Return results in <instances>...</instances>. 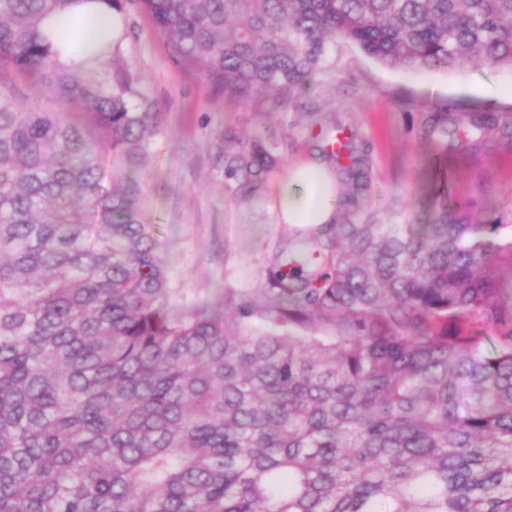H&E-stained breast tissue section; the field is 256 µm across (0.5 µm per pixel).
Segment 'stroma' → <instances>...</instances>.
Wrapping results in <instances>:
<instances>
[{
    "label": "stroma",
    "mask_w": 512,
    "mask_h": 512,
    "mask_svg": "<svg viewBox=\"0 0 512 512\" xmlns=\"http://www.w3.org/2000/svg\"><path fill=\"white\" fill-rule=\"evenodd\" d=\"M121 18L114 46L130 62L143 99L162 114L154 158L137 177L171 303L183 313L232 312L250 301L244 326L270 329L258 303L278 254L296 235L274 211L278 179L293 164L331 162L340 211L355 222L419 224L437 199L432 163L440 153L423 133L432 106L512 113V97L499 94L512 87V70L388 67L344 41L328 43L324 69L291 100L232 101L173 65L148 15L128 10ZM339 133L351 138L353 156L332 152ZM255 141L270 145L277 163L254 191L228 159ZM445 157L455 201L481 223L512 225V146L492 135L477 150L449 146Z\"/></svg>",
    "instance_id": "1"
}]
</instances>
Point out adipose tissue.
Masks as SVG:
<instances>
[{"label": "adipose tissue", "mask_w": 512, "mask_h": 512, "mask_svg": "<svg viewBox=\"0 0 512 512\" xmlns=\"http://www.w3.org/2000/svg\"><path fill=\"white\" fill-rule=\"evenodd\" d=\"M121 17L102 6L80 12L64 9L53 13L47 21L49 30L65 34L81 30L83 41L71 42L65 60L79 64L84 57L83 43L87 40L114 38L120 29ZM275 210L282 224L316 226L330 224L336 218L339 187L335 173L322 163L295 165L278 183Z\"/></svg>", "instance_id": "ef3b65f1"}]
</instances>
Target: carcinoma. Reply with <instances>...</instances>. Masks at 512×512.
<instances>
[{"label": "carcinoma", "mask_w": 512, "mask_h": 512, "mask_svg": "<svg viewBox=\"0 0 512 512\" xmlns=\"http://www.w3.org/2000/svg\"><path fill=\"white\" fill-rule=\"evenodd\" d=\"M92 2L0 0V512H512L506 225L452 202L445 169L426 224L297 237L265 294L277 329L174 314L133 176L160 113L110 41L68 66L45 24ZM101 2L231 99L292 96L336 39L512 69V0ZM492 133L512 144V115L439 103L425 125L467 149ZM274 160L234 157L255 187Z\"/></svg>", "instance_id": "carcinoma-1"}]
</instances>
